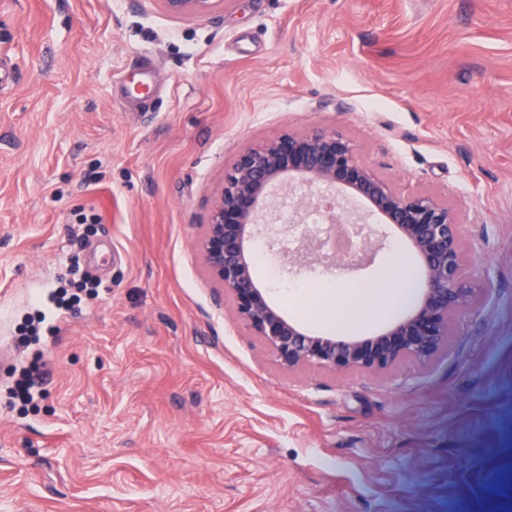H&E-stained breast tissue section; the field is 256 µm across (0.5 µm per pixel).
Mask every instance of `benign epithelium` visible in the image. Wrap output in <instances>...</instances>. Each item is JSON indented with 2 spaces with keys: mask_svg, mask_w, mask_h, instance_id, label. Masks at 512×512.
Here are the masks:
<instances>
[{
  "mask_svg": "<svg viewBox=\"0 0 512 512\" xmlns=\"http://www.w3.org/2000/svg\"><path fill=\"white\" fill-rule=\"evenodd\" d=\"M160 2L171 14L195 15L214 4ZM299 188L304 195L297 201ZM339 198L346 203L342 214L336 211ZM285 204L294 224L315 210L333 231L346 224L364 232L362 254L355 261L336 258L316 235L308 236L285 255L290 273L357 269L385 248L392 230L408 243L423 274L414 303L382 329L349 336L309 330L284 314L255 280L252 247L264 230L281 235L277 223ZM198 247L236 316L290 373L306 367L381 373L405 359L428 363L448 345L452 318L476 297L455 210L429 193H399L358 159L350 140L316 128L285 129L235 157L224 171Z\"/></svg>",
  "mask_w": 512,
  "mask_h": 512,
  "instance_id": "1",
  "label": "benign epithelium"
}]
</instances>
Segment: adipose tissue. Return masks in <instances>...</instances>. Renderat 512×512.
<instances>
[{
    "mask_svg": "<svg viewBox=\"0 0 512 512\" xmlns=\"http://www.w3.org/2000/svg\"><path fill=\"white\" fill-rule=\"evenodd\" d=\"M411 271L403 260L390 263L375 284H361L341 289L346 303L329 312L318 309L311 313V320L329 321L336 328L353 331L368 321H379L392 315L395 307L404 306L416 297L408 283Z\"/></svg>",
    "mask_w": 512,
    "mask_h": 512,
    "instance_id": "1",
    "label": "adipose tissue"
}]
</instances>
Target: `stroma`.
Wrapping results in <instances>:
<instances>
[{
    "instance_id": "stroma-1",
    "label": "stroma",
    "mask_w": 512,
    "mask_h": 512,
    "mask_svg": "<svg viewBox=\"0 0 512 512\" xmlns=\"http://www.w3.org/2000/svg\"><path fill=\"white\" fill-rule=\"evenodd\" d=\"M0 61V512H512V0H0ZM287 128L456 211L482 290L433 362L286 372L207 273ZM163 8L171 14L203 15L210 11L214 0H160Z\"/></svg>"
}]
</instances>
